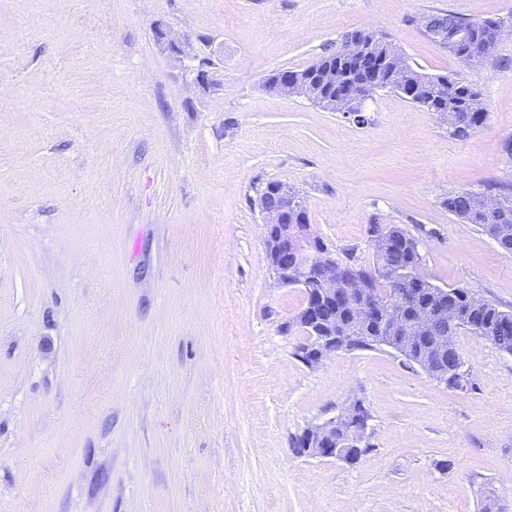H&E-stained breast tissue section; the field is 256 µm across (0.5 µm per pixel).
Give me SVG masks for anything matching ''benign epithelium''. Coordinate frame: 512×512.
<instances>
[{
  "mask_svg": "<svg viewBox=\"0 0 512 512\" xmlns=\"http://www.w3.org/2000/svg\"><path fill=\"white\" fill-rule=\"evenodd\" d=\"M156 36L164 50L177 60L197 59L188 38L172 39L160 30L156 31ZM340 48L343 49V57L358 73L355 82L340 88L339 98L345 112L360 113L364 100L378 90L394 87L395 80L408 68L407 61L401 55L398 56V66L389 67L391 56L378 54L372 46L354 36H345ZM313 80L339 88L340 78L336 71L318 68L312 74L285 77L277 91L306 97L307 86ZM274 195L273 203L263 208L267 232L266 257L279 284L309 289L307 307L298 319V324L306 329V339L299 345L305 365H319L327 357L346 348L351 340L345 329L329 325L324 320L326 309L338 303L351 307L359 322L382 329L386 336L385 346L399 350L398 335L404 330L417 329L421 321L408 319L398 313H383L371 290L373 277L380 275V271L355 275L336 264V253L312 231L311 225L288 223V214L304 207L301 197L284 184L275 188ZM426 280L428 277L419 265L410 271L408 277H391L402 303L416 297L414 284ZM434 314L448 322L450 333L456 330L462 317L458 310L444 301L434 306ZM355 412L356 408L350 405L340 415L308 427L299 437L298 445L312 457L349 462L358 460L362 456L361 450L368 447L364 437L367 418L361 419V427L349 436L344 450H339L340 444L336 443V423L349 421Z\"/></svg>",
  "mask_w": 512,
  "mask_h": 512,
  "instance_id": "benign-epithelium-1",
  "label": "benign epithelium"
}]
</instances>
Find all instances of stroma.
I'll list each match as a JSON object with an SVG mask.
<instances>
[{
    "label": "stroma",
    "mask_w": 512,
    "mask_h": 512,
    "mask_svg": "<svg viewBox=\"0 0 512 512\" xmlns=\"http://www.w3.org/2000/svg\"><path fill=\"white\" fill-rule=\"evenodd\" d=\"M512 0H0V512H512V354L458 332L474 389L391 348L310 368L259 193L305 201L333 250L416 238L423 270L512 312V253L448 194L512 174V37L468 66L419 24ZM189 37L210 84L160 50ZM355 29L472 84L485 123L384 89L364 123L270 90ZM369 451L293 441L354 399Z\"/></svg>",
    "instance_id": "1"
}]
</instances>
